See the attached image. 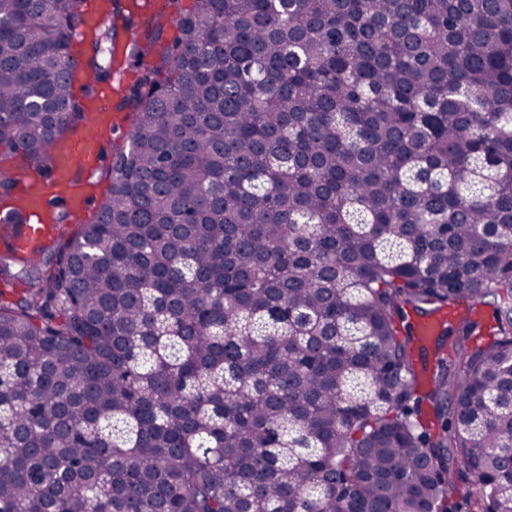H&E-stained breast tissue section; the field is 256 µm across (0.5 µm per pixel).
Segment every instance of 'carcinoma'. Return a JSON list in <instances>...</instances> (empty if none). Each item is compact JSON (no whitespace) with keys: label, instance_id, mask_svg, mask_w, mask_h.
Instances as JSON below:
<instances>
[{"label":"carcinoma","instance_id":"1","mask_svg":"<svg viewBox=\"0 0 512 512\" xmlns=\"http://www.w3.org/2000/svg\"><path fill=\"white\" fill-rule=\"evenodd\" d=\"M105 2L78 95L83 0H0L5 151L143 67L93 219L0 253V512H512V0ZM448 319V312L442 311L432 316L421 317L415 320V334L418 345L424 346L429 352L434 349L433 337L438 332L441 322Z\"/></svg>","mask_w":512,"mask_h":512}]
</instances>
